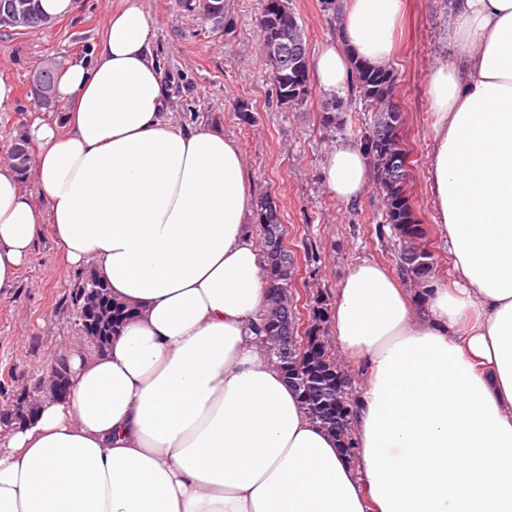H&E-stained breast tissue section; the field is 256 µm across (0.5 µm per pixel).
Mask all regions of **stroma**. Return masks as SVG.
<instances>
[{
    "instance_id": "stroma-1",
    "label": "stroma",
    "mask_w": 512,
    "mask_h": 512,
    "mask_svg": "<svg viewBox=\"0 0 512 512\" xmlns=\"http://www.w3.org/2000/svg\"><path fill=\"white\" fill-rule=\"evenodd\" d=\"M125 0H76L74 12L37 30L0 25V81L13 93L0 103V162L27 138L35 117L64 122L59 109H45L30 93L34 73L45 64L63 69L74 55L90 54L107 12ZM155 18L153 50L171 83L174 122L204 123L221 129L241 148L256 195L275 202L284 244L295 258L294 300L301 314L332 312L336 291L348 269L368 260L390 271L401 288L418 298L421 289L400 268L402 242L385 222L382 198L368 183L354 203L336 199L326 187L323 163L340 141L360 142L373 119L352 89L327 95L313 88L308 102L279 104L262 55L257 18L262 0H226L224 22L206 20L184 0H138ZM396 54L389 66L402 113L401 132L411 151L410 196L428 231L437 258L430 282H453L448 252L440 244L428 199L431 141L428 79L452 47L446 0H404ZM305 32L309 55L336 38V21L322 0H289ZM335 102L336 122H322V109ZM248 114H241V107ZM94 272L93 263L70 266L51 225H43L30 259L8 297H0V387L20 395L41 375L47 359L64 352L75 331L64 307L78 277Z\"/></svg>"
}]
</instances>
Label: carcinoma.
<instances>
[{
    "mask_svg": "<svg viewBox=\"0 0 512 512\" xmlns=\"http://www.w3.org/2000/svg\"><path fill=\"white\" fill-rule=\"evenodd\" d=\"M262 52L272 49V43L291 41L292 34L303 36V30L296 20L294 12L284 15L262 7L258 20ZM354 90L364 100L365 110L374 113V120L363 136V149L372 160V166H384L395 145L384 140L390 136L402 141L399 130L388 127L387 107L395 99L394 75L387 69H376L364 61L353 62ZM297 69L288 63L279 77H270L276 98L282 105L300 106L311 94L310 83H301L296 79ZM406 185L380 180L377 183L386 209V221L393 226L403 242L401 252V270L418 285L424 284L433 274L434 255L426 245L427 230L420 224L410 204V174H405ZM260 224L264 228V253L266 268L267 303L266 313L258 333L264 335L266 344L276 336L290 334L295 320L290 313L294 309L291 280L293 258L279 246L282 237V225L275 204L268 198L260 200ZM87 278H79L69 293L67 308L73 318H78L81 309V296ZM325 316L322 310L313 312L312 324L308 331V343L305 348L292 347L280 356L271 350L275 362L297 391L307 413L324 427L335 432L341 441V448L352 454L355 448L347 433L348 422L352 416V403L339 393L340 370L336 362L325 349L319 333V322Z\"/></svg>",
    "mask_w": 512,
    "mask_h": 512,
    "instance_id": "carcinoma-1",
    "label": "carcinoma"
}]
</instances>
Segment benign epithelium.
I'll list each match as a JSON object with an SVG mask.
<instances>
[{"label":"benign epithelium","mask_w":512,"mask_h":512,"mask_svg":"<svg viewBox=\"0 0 512 512\" xmlns=\"http://www.w3.org/2000/svg\"><path fill=\"white\" fill-rule=\"evenodd\" d=\"M52 70L41 69L34 77L33 91L38 103L53 108L57 102L56 83L51 81ZM112 316V296L108 291L93 287L86 292L85 305L80 315L77 331L91 344L102 348L111 341V332L105 325ZM71 386V373L68 359L60 358L40 377L39 383L24 391L18 399L0 396V422L8 426L23 424L33 420L45 400H59L68 394Z\"/></svg>","instance_id":"obj_1"}]
</instances>
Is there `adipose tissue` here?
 Wrapping results in <instances>:
<instances>
[{"instance_id": "obj_1", "label": "adipose tissue", "mask_w": 512, "mask_h": 512, "mask_svg": "<svg viewBox=\"0 0 512 512\" xmlns=\"http://www.w3.org/2000/svg\"><path fill=\"white\" fill-rule=\"evenodd\" d=\"M401 9L343 0L312 64L325 93L349 84L351 58L391 64ZM448 12L428 194L456 286L417 308L376 263L341 280L332 326L367 372L351 457L258 340L265 264L239 145L168 119L138 0L107 15L90 58L61 71L66 127L32 125L33 190L0 164V295L49 224L135 313L104 351L73 349L66 400L0 430V512H512V0ZM368 174L358 144L325 157L338 200Z\"/></svg>"}]
</instances>
